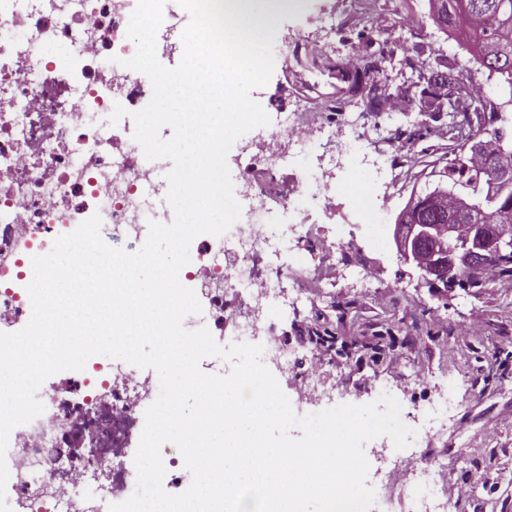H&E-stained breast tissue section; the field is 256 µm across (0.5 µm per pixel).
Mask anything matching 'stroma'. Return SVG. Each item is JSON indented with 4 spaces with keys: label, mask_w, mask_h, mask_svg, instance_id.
Listing matches in <instances>:
<instances>
[{
    "label": "stroma",
    "mask_w": 512,
    "mask_h": 512,
    "mask_svg": "<svg viewBox=\"0 0 512 512\" xmlns=\"http://www.w3.org/2000/svg\"><path fill=\"white\" fill-rule=\"evenodd\" d=\"M347 0H303L283 13L271 26L275 34L274 70L269 83L252 97L266 102L280 91L301 100L306 111L319 112L329 86L308 82L306 72L284 64L282 49L298 36L317 37L318 15L347 11ZM384 17L380 30L349 29L347 35L326 42L333 61L345 58L350 40H391L397 55H412L427 70H447L489 82L491 101L501 102L512 87L487 80L464 49L449 52L452 38L432 19L429 0H380ZM435 118L419 116L412 128L414 164L406 165L391 184H376L357 198H338L334 209L312 211L316 227L350 224L353 205L379 218L383 248L368 251L373 291L351 280H335L332 287H318L313 275L300 278L305 302L289 312L284 328L316 323L335 336L343 350L323 369L324 378L337 384L342 404L370 403L383 385L412 388L415 375L447 380L458 401L449 429L426 437L419 452L404 460L388 483L368 477L375 491V512H411L414 486L411 472L439 462L446 489L466 481L473 487L469 500L456 504L454 512H512V289L498 277L479 288L444 295L427 287L400 262L392 240V225L413 192L431 189L445 181V168L453 157L447 141L431 135ZM480 320L481 330L462 336L461 328ZM499 423L496 436L487 428Z\"/></svg>",
    "instance_id": "stroma-1"
}]
</instances>
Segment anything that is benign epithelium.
<instances>
[{"label":"benign epithelium","instance_id":"benign-epithelium-1","mask_svg":"<svg viewBox=\"0 0 512 512\" xmlns=\"http://www.w3.org/2000/svg\"><path fill=\"white\" fill-rule=\"evenodd\" d=\"M497 136L493 148L500 155L512 152L508 118L496 116ZM512 187V170L504 168L488 176V182L475 191L464 192L479 209L497 204L503 197L498 184ZM456 212L448 211L446 201L428 190L416 195L409 208L397 217L393 240L403 260L418 278L431 288L448 292L469 286L468 276L493 258L512 255V224L456 223Z\"/></svg>","mask_w":512,"mask_h":512}]
</instances>
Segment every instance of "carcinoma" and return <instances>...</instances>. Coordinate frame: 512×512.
Returning a JSON list of instances; mask_svg holds the SVG:
<instances>
[{"label": "carcinoma", "instance_id": "obj_1", "mask_svg": "<svg viewBox=\"0 0 512 512\" xmlns=\"http://www.w3.org/2000/svg\"><path fill=\"white\" fill-rule=\"evenodd\" d=\"M441 6L446 26L465 35L466 48L487 76L503 80L512 87V56L502 60L488 61L479 49V40L491 36L512 40V0H430V6ZM365 81L361 83L349 100V106L368 107L389 97L401 104L404 112H440L452 96L455 82L467 78L448 71H433L423 77L428 87L422 89L420 97L410 93L406 84V68L394 59L373 55L364 65ZM455 117L446 131L448 140L459 143L460 137H472L487 131L485 110L474 106L471 93L456 96ZM490 154H465L460 152L448 162L446 177L460 186L472 184L478 174H487ZM504 273L512 274V256L500 258L491 272L471 275L472 280L483 283Z\"/></svg>", "mask_w": 512, "mask_h": 512}]
</instances>
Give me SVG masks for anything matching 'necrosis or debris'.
<instances>
[{
	"mask_svg": "<svg viewBox=\"0 0 512 512\" xmlns=\"http://www.w3.org/2000/svg\"><path fill=\"white\" fill-rule=\"evenodd\" d=\"M128 0H0V329L23 328L31 317L24 272L35 255L92 215L101 218L105 242L139 236L149 221L170 222L163 195L167 181L137 158L130 123L99 124L115 104L144 108L149 78L123 67L135 50L126 37ZM65 43L66 55L48 60L45 42ZM276 126L251 141L244 157L248 179L241 194L244 222L225 234H203L190 247L179 274L204 299L199 325L216 340L258 341L264 361L293 382L295 408L310 414L330 408L321 386L320 355L291 346L274 309L293 304L282 294L289 276L282 253L311 244L321 263L365 275L356 241L379 243L381 227L363 208L347 238L318 233L311 207L330 209L346 192L342 171L387 178L406 163L401 151L382 152L347 122L343 98L331 99L321 123L283 97L269 98ZM305 166H298L297 157ZM279 187L301 219L258 222L267 213L270 187ZM159 394L152 372L121 360L92 357L81 371H62L37 392L42 415L12 430L6 453L10 512H109L127 499L137 473L128 448L144 427L146 409ZM402 413L416 432L441 430L457 408L448 389L420 397ZM413 512H451L437 465L416 469Z\"/></svg>",
	"mask_w": 512,
	"mask_h": 512,
	"instance_id": "4bbe7bcc",
	"label": "necrosis or debris"
}]
</instances>
